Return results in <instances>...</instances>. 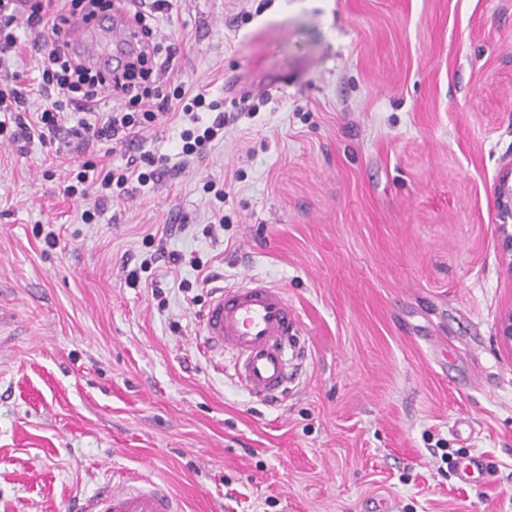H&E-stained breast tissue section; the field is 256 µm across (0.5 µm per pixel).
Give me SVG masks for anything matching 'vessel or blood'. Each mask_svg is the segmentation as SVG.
<instances>
[{
	"instance_id": "b4317fda",
	"label": "vessel or blood",
	"mask_w": 512,
	"mask_h": 512,
	"mask_svg": "<svg viewBox=\"0 0 512 512\" xmlns=\"http://www.w3.org/2000/svg\"><path fill=\"white\" fill-rule=\"evenodd\" d=\"M63 36L83 60L111 73L131 38L123 13L70 19ZM203 329L208 344L227 355L242 387L255 397H272L288 381V349L301 331L286 292L258 280L217 288L207 305ZM482 454L468 456L456 476L471 484L491 477ZM84 512H184L181 500L156 483L113 486L94 496Z\"/></svg>"
}]
</instances>
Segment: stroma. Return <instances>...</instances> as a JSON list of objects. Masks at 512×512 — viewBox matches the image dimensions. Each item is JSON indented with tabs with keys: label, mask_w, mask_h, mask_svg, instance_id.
I'll list each match as a JSON object with an SVG mask.
<instances>
[{
	"label": "stroma",
	"mask_w": 512,
	"mask_h": 512,
	"mask_svg": "<svg viewBox=\"0 0 512 512\" xmlns=\"http://www.w3.org/2000/svg\"><path fill=\"white\" fill-rule=\"evenodd\" d=\"M153 26L164 91L226 118L203 160L173 102L99 144L158 174L85 224L82 156L0 141V512H80L122 477L186 512H512V0H171ZM248 276L302 326L267 403L202 334ZM441 440L492 481L458 482ZM498 199L501 224H496V233L503 259L509 269H512V184H509V177L501 180Z\"/></svg>",
	"instance_id": "obj_1"
}]
</instances>
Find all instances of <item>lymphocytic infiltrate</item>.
<instances>
[{
    "mask_svg": "<svg viewBox=\"0 0 512 512\" xmlns=\"http://www.w3.org/2000/svg\"><path fill=\"white\" fill-rule=\"evenodd\" d=\"M166 2L153 0L152 10L163 9ZM96 7L125 8L135 44V51L122 71L109 78L73 55L67 44L59 40L61 26L69 16ZM152 10H145L139 0H69L67 8L50 15L44 9V0H29L23 27L41 37L46 47L38 88L56 95L54 101L46 103L35 119L29 121L21 113L27 103V90L18 85L16 75L8 70L19 44L16 4L15 0H0V137L28 140L37 133L62 136L67 145L87 155L104 141L133 143L140 131L163 119L172 100H183L185 92L179 86L169 95L162 91L163 69L157 59L164 46L157 40L150 22ZM105 98L114 103L106 118L92 123L83 120L76 127L64 128L63 105L88 113ZM133 177L144 185L154 174L142 171L134 176L126 167L104 170L86 159L75 170L66 192L87 200L81 219L83 223L93 224L102 215L104 203L123 200Z\"/></svg>",
    "mask_w": 512,
    "mask_h": 512,
    "instance_id": "obj_1",
    "label": "lymphocytic infiltrate"
}]
</instances>
